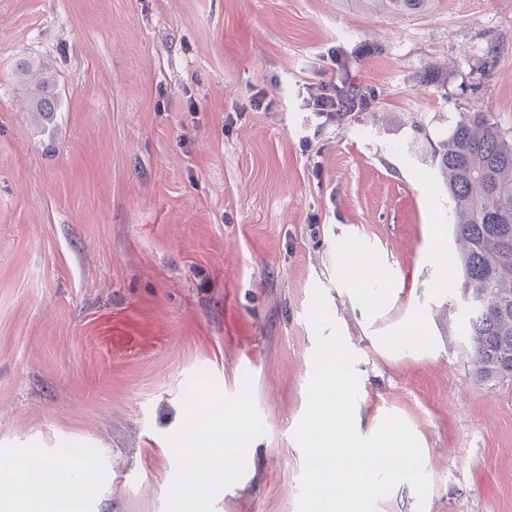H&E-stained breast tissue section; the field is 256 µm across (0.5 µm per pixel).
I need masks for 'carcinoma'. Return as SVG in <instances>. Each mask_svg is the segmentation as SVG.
I'll return each mask as SVG.
<instances>
[{
  "mask_svg": "<svg viewBox=\"0 0 512 512\" xmlns=\"http://www.w3.org/2000/svg\"><path fill=\"white\" fill-rule=\"evenodd\" d=\"M364 10L391 15L429 11L435 0H356ZM367 91L345 84L337 89L336 117L343 119L366 104ZM37 112H55L53 90L33 98ZM433 162L453 216L461 288L468 298L483 294L486 305L466 312L471 362L477 380H512V137L481 110L463 115L433 149Z\"/></svg>",
  "mask_w": 512,
  "mask_h": 512,
  "instance_id": "obj_1",
  "label": "carcinoma"
}]
</instances>
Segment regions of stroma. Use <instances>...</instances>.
Masks as SVG:
<instances>
[{
	"instance_id": "35a3bbf8",
	"label": "stroma",
	"mask_w": 512,
	"mask_h": 512,
	"mask_svg": "<svg viewBox=\"0 0 512 512\" xmlns=\"http://www.w3.org/2000/svg\"><path fill=\"white\" fill-rule=\"evenodd\" d=\"M23 58L57 111H30ZM345 80L371 104L314 130L303 87ZM475 108L512 135V0H0V490L30 492L36 453L81 512H297L318 286L357 357L358 434L394 414L422 451L426 500L402 480L377 512H512V380L474 376L430 162ZM64 441L94 476L56 461ZM364 10L391 15H414L429 11L436 0H355Z\"/></svg>"
}]
</instances>
